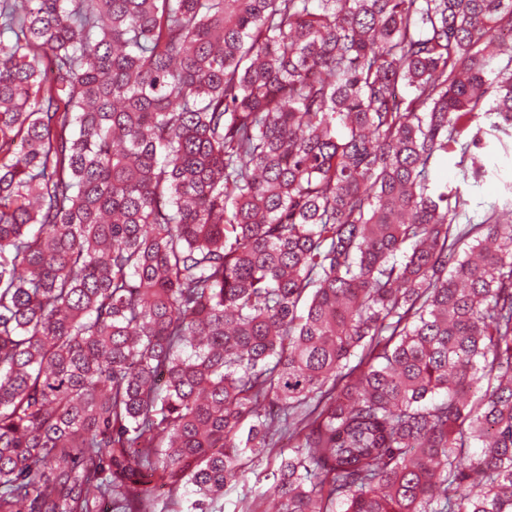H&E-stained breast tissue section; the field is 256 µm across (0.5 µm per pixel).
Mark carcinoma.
Here are the masks:
<instances>
[{
    "mask_svg": "<svg viewBox=\"0 0 512 512\" xmlns=\"http://www.w3.org/2000/svg\"><path fill=\"white\" fill-rule=\"evenodd\" d=\"M512 0H0V512H512ZM243 494L237 512H268ZM458 161V156L448 154V158L439 159L433 169L440 184L448 183V187L456 188L459 194L471 200L470 216L478 220L490 204L499 203L500 208H503L506 199H511V194L505 193L503 184L496 177L486 178L475 187L470 181H464L459 175Z\"/></svg>",
    "mask_w": 512,
    "mask_h": 512,
    "instance_id": "obj_1",
    "label": "carcinoma"
}]
</instances>
